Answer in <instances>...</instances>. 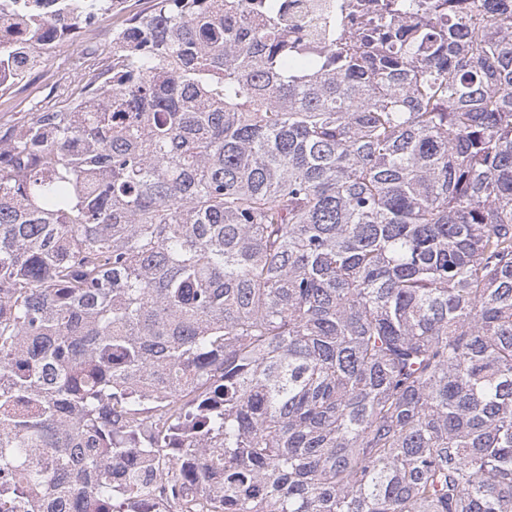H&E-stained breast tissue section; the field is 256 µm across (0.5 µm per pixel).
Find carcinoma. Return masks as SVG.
<instances>
[{"label":"carcinoma","instance_id":"carcinoma-1","mask_svg":"<svg viewBox=\"0 0 512 512\" xmlns=\"http://www.w3.org/2000/svg\"><path fill=\"white\" fill-rule=\"evenodd\" d=\"M152 2L0 134V512H512V0Z\"/></svg>","mask_w":512,"mask_h":512}]
</instances>
